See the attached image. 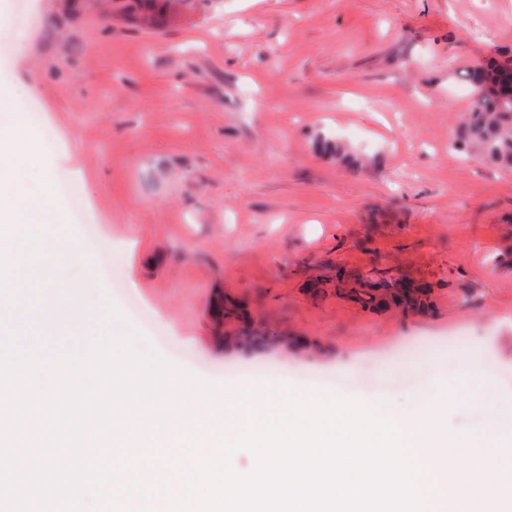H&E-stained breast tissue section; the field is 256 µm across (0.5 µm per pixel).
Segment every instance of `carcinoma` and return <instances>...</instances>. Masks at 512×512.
Masks as SVG:
<instances>
[{
	"mask_svg": "<svg viewBox=\"0 0 512 512\" xmlns=\"http://www.w3.org/2000/svg\"><path fill=\"white\" fill-rule=\"evenodd\" d=\"M473 107L455 145L469 157L512 169V59L503 56L466 73Z\"/></svg>",
	"mask_w": 512,
	"mask_h": 512,
	"instance_id": "carcinoma-1",
	"label": "carcinoma"
}]
</instances>
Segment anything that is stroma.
I'll return each mask as SVG.
<instances>
[{
	"label": "stroma",
	"mask_w": 512,
	"mask_h": 512,
	"mask_svg": "<svg viewBox=\"0 0 512 512\" xmlns=\"http://www.w3.org/2000/svg\"><path fill=\"white\" fill-rule=\"evenodd\" d=\"M0 82L43 143L27 184L81 197L61 289L92 280L89 338L136 332L225 392L328 387L410 409L469 361L512 423V171L466 158L461 74L512 53V0H6ZM426 288V308L358 300ZM466 328L457 349L451 330ZM412 359L406 370L399 361ZM271 364L267 375L224 367Z\"/></svg>",
	"instance_id": "1"
}]
</instances>
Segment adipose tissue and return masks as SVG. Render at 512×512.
Listing matches in <instances>:
<instances>
[{
    "label": "adipose tissue",
    "mask_w": 512,
    "mask_h": 512,
    "mask_svg": "<svg viewBox=\"0 0 512 512\" xmlns=\"http://www.w3.org/2000/svg\"><path fill=\"white\" fill-rule=\"evenodd\" d=\"M37 153V141L20 125L15 106L5 105L0 110V178L13 163L30 161ZM74 247L72 236L63 230L54 187L45 186L41 198L25 208L16 202L0 203V275L17 272L21 253H68Z\"/></svg>",
    "instance_id": "ef3b65f1"
}]
</instances>
